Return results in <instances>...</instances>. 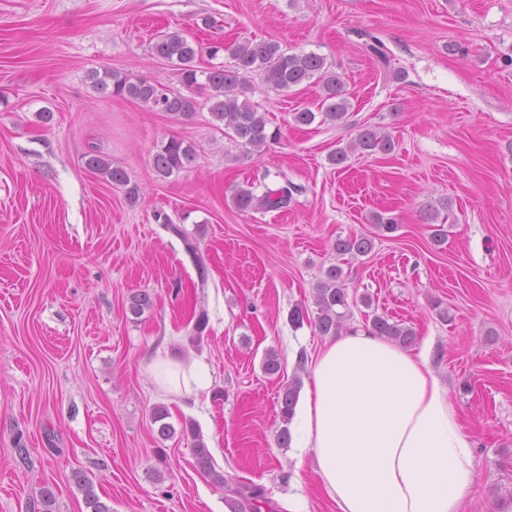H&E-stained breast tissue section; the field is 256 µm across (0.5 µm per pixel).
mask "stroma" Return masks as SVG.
Here are the masks:
<instances>
[{"label": "stroma", "mask_w": 512, "mask_h": 512, "mask_svg": "<svg viewBox=\"0 0 512 512\" xmlns=\"http://www.w3.org/2000/svg\"><path fill=\"white\" fill-rule=\"evenodd\" d=\"M163 32L317 53L342 76L348 115L296 124L298 109L320 111L319 86L279 91L247 74L240 100L281 132L248 154L208 109L175 119L94 89L95 70L179 88L150 52ZM366 126L390 132L393 151L331 164ZM173 136L195 159L162 179L152 156ZM93 149L128 172L137 201L85 167ZM285 184V209L232 204L235 190ZM376 213L396 230L380 234ZM360 234L371 253L337 255V239ZM332 265L353 302L344 333L385 314L414 330L413 350L429 348L472 441L478 477L460 512H512V0H0V512H31L46 486L58 512H85L76 469L112 512H227L228 492L195 465L189 422L230 485L263 489L260 512H339L311 461L277 440L283 387L309 378L298 356L326 341L313 294ZM139 292L153 305L135 317ZM271 350L277 376L262 368ZM159 352L204 360L209 389L161 391L148 370Z\"/></svg>", "instance_id": "stroma-1"}]
</instances>
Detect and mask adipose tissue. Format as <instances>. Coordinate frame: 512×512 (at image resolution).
Instances as JSON below:
<instances>
[{
	"mask_svg": "<svg viewBox=\"0 0 512 512\" xmlns=\"http://www.w3.org/2000/svg\"><path fill=\"white\" fill-rule=\"evenodd\" d=\"M159 388L206 391L209 367L156 356ZM296 410L294 446L340 512H459L476 473L471 442L427 350L360 331L325 342Z\"/></svg>",
	"mask_w": 512,
	"mask_h": 512,
	"instance_id": "1",
	"label": "adipose tissue"
}]
</instances>
